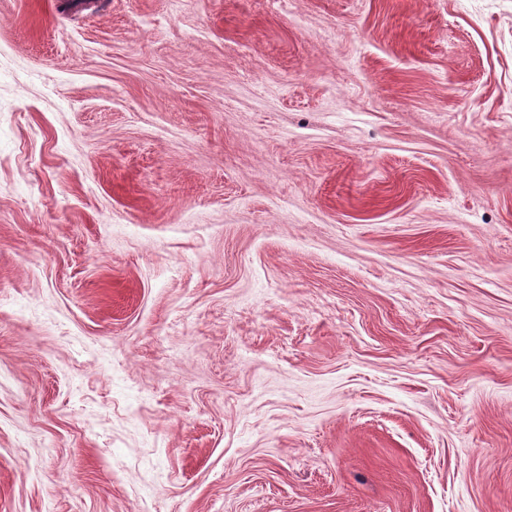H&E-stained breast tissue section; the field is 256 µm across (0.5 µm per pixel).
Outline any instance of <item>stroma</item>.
I'll use <instances>...</instances> for the list:
<instances>
[{"instance_id":"obj_1","label":"stroma","mask_w":512,"mask_h":512,"mask_svg":"<svg viewBox=\"0 0 512 512\" xmlns=\"http://www.w3.org/2000/svg\"><path fill=\"white\" fill-rule=\"evenodd\" d=\"M0 0V512H512V0Z\"/></svg>"}]
</instances>
